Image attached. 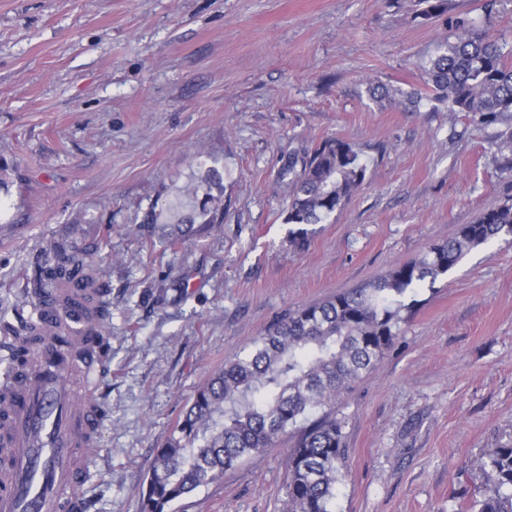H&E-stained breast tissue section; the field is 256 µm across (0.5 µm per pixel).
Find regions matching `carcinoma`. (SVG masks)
<instances>
[{
  "instance_id": "carcinoma-1",
  "label": "carcinoma",
  "mask_w": 512,
  "mask_h": 512,
  "mask_svg": "<svg viewBox=\"0 0 512 512\" xmlns=\"http://www.w3.org/2000/svg\"><path fill=\"white\" fill-rule=\"evenodd\" d=\"M419 15L436 18L448 0H418ZM422 69L427 92L406 93L410 103L434 101L449 112H465L486 126H501L490 142L512 154V64L499 43L476 20L455 16ZM288 162L290 192L284 223L297 229L293 242L305 245L311 230L340 209L364 182L360 151L340 140H325L305 153L300 172ZM206 172L192 191L191 213L170 225L169 242L185 240L195 224L219 223V188ZM493 238L512 243V198L485 210L458 234L420 257L399 263L359 288L278 318L252 347L224 360L186 404L172 434L148 471L139 512H171L172 505L224 476L241 461L261 454L284 436L293 440L287 456L288 512H333L336 483L345 459V421L336 400L381 359L399 336L407 297L454 270L473 249ZM98 245L54 241L29 278L26 291L38 295L66 288L77 274L90 288L95 323L111 318V289L94 255ZM29 322L0 319V334L25 336ZM484 476L468 512H512V445L491 448L480 459Z\"/></svg>"
}]
</instances>
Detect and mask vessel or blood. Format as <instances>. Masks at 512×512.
Wrapping results in <instances>:
<instances>
[{"mask_svg": "<svg viewBox=\"0 0 512 512\" xmlns=\"http://www.w3.org/2000/svg\"><path fill=\"white\" fill-rule=\"evenodd\" d=\"M83 286L66 298L36 299L48 331L26 350L24 370L0 382V512H81L71 489L83 472L78 457L92 447L102 424L101 407L87 391L106 365L105 338L86 325Z\"/></svg>", "mask_w": 512, "mask_h": 512, "instance_id": "obj_1", "label": "vessel or blood"}]
</instances>
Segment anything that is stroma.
<instances>
[{
    "mask_svg": "<svg viewBox=\"0 0 512 512\" xmlns=\"http://www.w3.org/2000/svg\"><path fill=\"white\" fill-rule=\"evenodd\" d=\"M413 0H0V318L29 317L27 276L54 239L99 245L111 288L105 416L86 512H138L157 451L196 389L284 313L371 282L512 197L488 131L412 107L448 17ZM393 89L374 100L369 82ZM352 144L364 183L305 247L284 224L288 158ZM223 177L222 223L168 244ZM395 344L336 406L346 459L334 512H466L482 455L512 444V245L471 251L419 289ZM289 440L174 512H288Z\"/></svg>",
    "mask_w": 512,
    "mask_h": 512,
    "instance_id": "1",
    "label": "stroma"
}]
</instances>
